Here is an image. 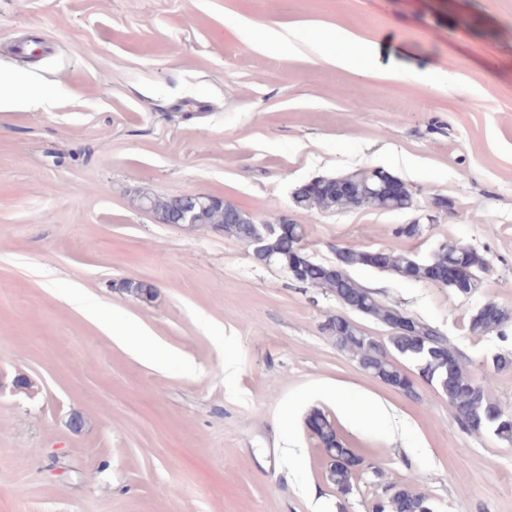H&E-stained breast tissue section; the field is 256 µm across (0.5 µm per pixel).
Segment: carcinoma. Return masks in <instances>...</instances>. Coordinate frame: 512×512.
Wrapping results in <instances>:
<instances>
[{
    "instance_id": "1",
    "label": "carcinoma",
    "mask_w": 512,
    "mask_h": 512,
    "mask_svg": "<svg viewBox=\"0 0 512 512\" xmlns=\"http://www.w3.org/2000/svg\"><path fill=\"white\" fill-rule=\"evenodd\" d=\"M354 190L345 193L326 194L308 189L299 192L298 204L303 209L336 210L350 207L404 210L413 205V198L401 197L392 189L384 187L378 177V171H360L349 174ZM176 205V200L157 195L142 197L141 206L145 209L168 211ZM237 208L204 205L196 210L195 223L210 224L225 234L242 242H252L263 233V225L246 220L232 222L227 213ZM266 250L270 254L269 264L284 270L295 263L296 242L283 237L266 238ZM341 266L344 275L336 277V270L329 264L306 258L304 266V284L323 288L332 292L342 301L350 294L360 296L363 314L392 327L400 310L383 303L372 289L355 279L351 271L368 267L381 272H392L403 278L418 282L427 281L428 273L422 266L413 265L414 256L405 252L360 251L345 248L341 251ZM432 261L446 266L450 263L461 264L469 269L472 278L467 285L461 286L452 281L446 287L461 295L477 292L483 285L482 275L488 263L485 255L472 247L459 249H436ZM324 330L336 347L351 355L359 365L373 377L392 386L404 384L414 387L413 380L401 370L397 357L401 356L414 364L420 378L426 380L444 396L448 397V411L453 419L470 431H482L493 428L494 434L505 441H512V420L502 416V409L490 395L494 382V373L512 366V357L499 354L491 359L493 371L476 381L465 368L462 359L447 360L436 354L441 347L449 344L448 337L437 327L417 321L415 334L390 332L387 343L377 346L361 340L363 331L353 321L336 316L328 320ZM312 433L319 439L330 458L327 469L328 481L344 495L350 493L354 473L360 460L351 449L344 447L338 439L332 422L323 414L315 413L308 420ZM372 512H434L430 499L412 486L392 487L387 495L375 502Z\"/></svg>"
}]
</instances>
